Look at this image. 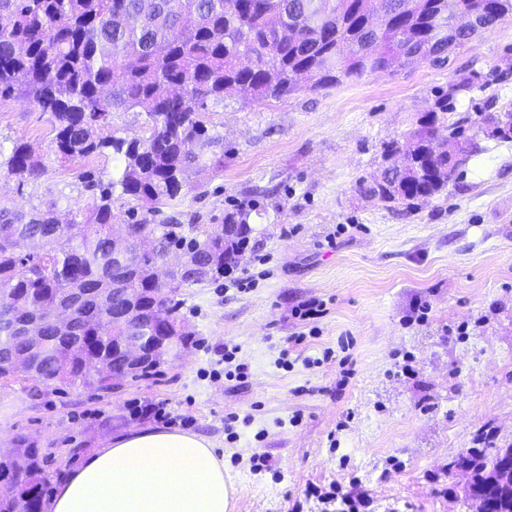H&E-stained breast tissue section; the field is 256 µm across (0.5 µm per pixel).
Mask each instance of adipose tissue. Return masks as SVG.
<instances>
[{"label": "adipose tissue", "instance_id": "ef3b65f1", "mask_svg": "<svg viewBox=\"0 0 512 512\" xmlns=\"http://www.w3.org/2000/svg\"><path fill=\"white\" fill-rule=\"evenodd\" d=\"M231 489L211 442L138 430L93 452L56 491L51 512H228Z\"/></svg>", "mask_w": 512, "mask_h": 512}]
</instances>
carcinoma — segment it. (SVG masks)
<instances>
[{"mask_svg":"<svg viewBox=\"0 0 512 512\" xmlns=\"http://www.w3.org/2000/svg\"><path fill=\"white\" fill-rule=\"evenodd\" d=\"M471 18L448 26V5ZM0 98L23 95L50 114L51 154L23 142L0 171L36 180L48 162L107 151L118 161L90 206L58 216L56 205L29 213L0 208V380L17 374L43 385L112 390V370L134 306L156 308L161 323L143 336L192 333L179 316L184 288L214 282L238 264L250 241L255 206L224 215L222 224H148L127 212L130 246L152 241V254L130 270L112 250L114 202L130 199L155 211L195 188L202 171H224V138L203 115L229 100H280L300 89H328L421 58L444 64L504 18L512 0H0ZM140 109L144 134L102 137L114 114ZM440 97L405 141L384 143L381 176L359 186L380 202L413 203L441 194L463 161L438 144L470 153L465 119L448 120ZM236 225L224 235V225ZM177 250L192 257L179 282L158 279L157 260ZM166 351L128 371L155 374ZM466 497L486 512H512V474L500 451L474 448ZM50 484L37 448L0 455V512H44Z\"/></svg>","mask_w":512,"mask_h":512,"instance_id":"1","label":"carcinoma"}]
</instances>
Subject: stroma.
<instances>
[{"label": "stroma", "instance_id": "1", "mask_svg": "<svg viewBox=\"0 0 512 512\" xmlns=\"http://www.w3.org/2000/svg\"><path fill=\"white\" fill-rule=\"evenodd\" d=\"M443 93L450 119L468 117L475 144L460 177L410 207L362 196L359 182L385 165L382 144L415 127ZM510 106L509 17L441 65L213 108L223 172L145 218L218 224L235 205L257 204L235 281L183 290L189 345L149 378L109 392L0 382V449H39L54 492L86 455L153 425L133 418L131 404L161 403L173 429L208 438L223 458L229 512H319L306 497L312 484L365 493L361 512H475L465 476L448 464L485 434L512 444V141L489 138L482 124ZM52 136L33 102L0 100V152L23 141L45 154ZM113 166L104 154L50 163L22 184L0 176V207H85L93 193L82 173L106 179ZM313 298L327 308L320 333L281 369L280 351L301 329L294 312ZM228 345L247 378L226 377ZM326 349L332 359L305 365ZM257 453L273 469L252 473Z\"/></svg>", "mask_w": 512, "mask_h": 512}]
</instances>
